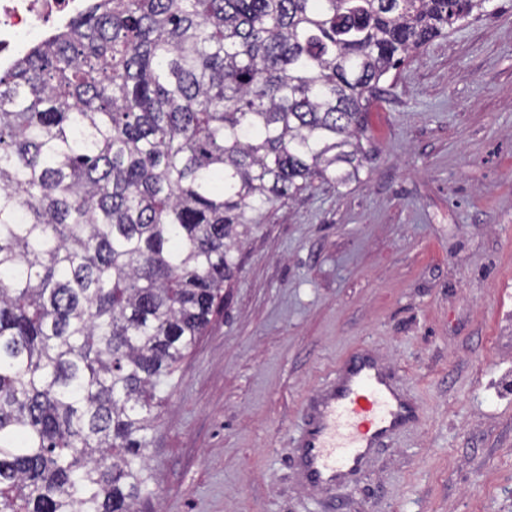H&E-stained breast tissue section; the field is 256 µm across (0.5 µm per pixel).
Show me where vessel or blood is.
<instances>
[{
    "label": "vessel or blood",
    "mask_w": 512,
    "mask_h": 512,
    "mask_svg": "<svg viewBox=\"0 0 512 512\" xmlns=\"http://www.w3.org/2000/svg\"><path fill=\"white\" fill-rule=\"evenodd\" d=\"M413 413V402L399 394L392 375L374 357L356 354L310 405L296 440L302 483L318 489L361 472Z\"/></svg>",
    "instance_id": "1"
}]
</instances>
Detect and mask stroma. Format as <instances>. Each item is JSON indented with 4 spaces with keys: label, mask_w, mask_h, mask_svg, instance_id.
Wrapping results in <instances>:
<instances>
[{
    "label": "stroma",
    "mask_w": 512,
    "mask_h": 512,
    "mask_svg": "<svg viewBox=\"0 0 512 512\" xmlns=\"http://www.w3.org/2000/svg\"><path fill=\"white\" fill-rule=\"evenodd\" d=\"M383 84L367 159L266 212L147 450L138 512H512V0ZM365 348L420 418L330 493L304 405Z\"/></svg>",
    "instance_id": "1"
}]
</instances>
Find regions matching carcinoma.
I'll return each mask as SVG.
<instances>
[{
  "instance_id": "obj_1",
  "label": "carcinoma",
  "mask_w": 512,
  "mask_h": 512,
  "mask_svg": "<svg viewBox=\"0 0 512 512\" xmlns=\"http://www.w3.org/2000/svg\"><path fill=\"white\" fill-rule=\"evenodd\" d=\"M486 2L87 0L0 73V512H136L241 238Z\"/></svg>"
}]
</instances>
